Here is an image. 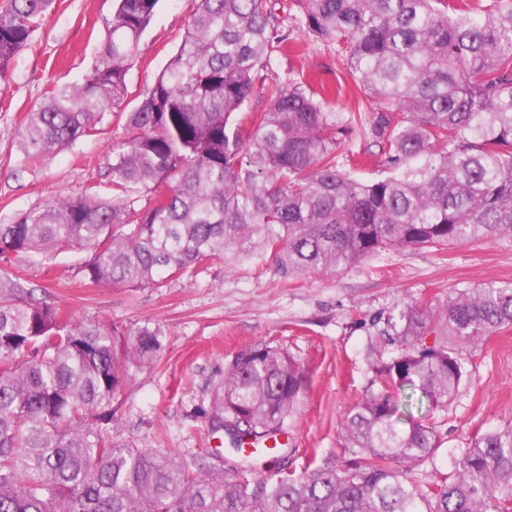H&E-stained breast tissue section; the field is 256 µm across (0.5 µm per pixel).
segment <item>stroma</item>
Masks as SVG:
<instances>
[{"mask_svg":"<svg viewBox=\"0 0 512 512\" xmlns=\"http://www.w3.org/2000/svg\"><path fill=\"white\" fill-rule=\"evenodd\" d=\"M288 49L275 52V74L304 70L319 82L341 86L338 107L373 111L374 99L352 83L334 44L309 39L295 23V0H283ZM113 0H59L55 14L12 64V81L0 92V217L73 195L90 185L107 189V167L122 134L113 115L98 133L61 151L51 164L22 167L18 130L39 104L52 76L81 82L91 66ZM195 0H160L128 74L129 104H137L177 51ZM82 255L67 250L20 264L16 273L38 297L71 320L112 323L120 330H159L153 360L134 370L112 406L119 441L165 448L191 463L219 466L223 433L210 430L212 394L234 355L262 343L280 348L302 367L305 388L287 422L292 467H343L350 454L341 431L346 410L371 390L370 363L391 355L378 328L410 302L437 307L454 289L487 281L512 283V241L444 248L389 249L368 262L333 274L287 280L273 262L194 269L178 281L148 288L94 286L79 271ZM469 378L447 410L429 418L439 447L415 468L414 479L448 473L469 438L512 424V327L465 353Z\"/></svg>","mask_w":512,"mask_h":512,"instance_id":"35a3bbf8","label":"stroma"}]
</instances>
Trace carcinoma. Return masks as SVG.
<instances>
[{
    "label": "carcinoma",
    "mask_w": 512,
    "mask_h": 512,
    "mask_svg": "<svg viewBox=\"0 0 512 512\" xmlns=\"http://www.w3.org/2000/svg\"><path fill=\"white\" fill-rule=\"evenodd\" d=\"M159 0H116L82 82L56 81L19 128L23 162L50 160L118 112L122 149L104 198L92 185L0 221V512H512V425L473 436L439 480L410 477L438 448L390 389L442 410L469 377L464 351L512 326V284L408 305L380 336L378 389L351 406L342 468L289 470L283 433L305 375L266 344L239 351L214 389L219 470L116 439L112 402L161 344L144 327L74 322L14 273L49 250L85 253L95 285L140 288L208 262L272 259L285 279L334 273L389 248L512 238V0H297L305 34L336 44L372 112H340L307 80L269 73L282 0H198L177 53L126 110L127 76ZM56 0L0 6V90ZM266 106L245 112L256 89ZM359 129L372 180L337 136ZM334 131L329 135L328 131ZM432 343H427L428 337ZM273 465L256 481L235 458Z\"/></svg>",
    "instance_id": "carcinoma-1"
}]
</instances>
